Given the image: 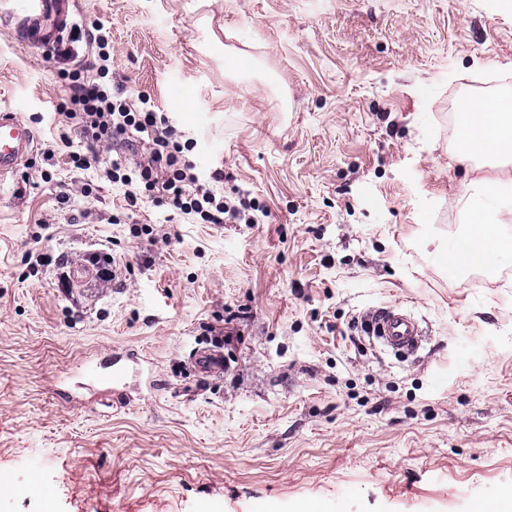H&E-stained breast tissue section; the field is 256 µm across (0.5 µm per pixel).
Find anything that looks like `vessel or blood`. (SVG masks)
Segmentation results:
<instances>
[{"instance_id":"b4317fda","label":"vessel or blood","mask_w":512,"mask_h":512,"mask_svg":"<svg viewBox=\"0 0 512 512\" xmlns=\"http://www.w3.org/2000/svg\"><path fill=\"white\" fill-rule=\"evenodd\" d=\"M23 10L18 29L23 40L35 48L58 44L63 32L73 25L70 0H23ZM34 144L35 131L30 125L17 113L0 111V181L14 174ZM366 328L386 349L410 351L419 342L415 320L394 306L374 312Z\"/></svg>"}]
</instances>
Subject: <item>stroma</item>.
Segmentation results:
<instances>
[{
    "label": "stroma",
    "instance_id": "35a3bbf8",
    "mask_svg": "<svg viewBox=\"0 0 512 512\" xmlns=\"http://www.w3.org/2000/svg\"><path fill=\"white\" fill-rule=\"evenodd\" d=\"M19 3L0 0V111L37 142L0 184V512H475L512 486V262L452 280L436 261L473 180L512 179L460 165L451 129L460 101L512 95V8L76 0L110 33L108 84L150 96L244 204L216 226L128 208L109 147L76 168L74 61L20 39ZM102 245L115 279L61 290ZM392 305L425 331L414 353L361 330ZM211 346L210 376L192 357Z\"/></svg>",
    "mask_w": 512,
    "mask_h": 512
}]
</instances>
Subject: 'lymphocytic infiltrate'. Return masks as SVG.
<instances>
[{
	"mask_svg": "<svg viewBox=\"0 0 512 512\" xmlns=\"http://www.w3.org/2000/svg\"><path fill=\"white\" fill-rule=\"evenodd\" d=\"M86 70L80 63L60 75L66 92L60 105L64 147H71L75 133L89 145L111 146L116 156L106 176L124 187L128 206L147 198L200 224L239 218V210L217 195L211 183L200 182L187 156L191 142L183 141L165 113L148 109L146 96L113 95L111 88L88 80Z\"/></svg>",
	"mask_w": 512,
	"mask_h": 512,
	"instance_id": "1",
	"label": "lymphocytic infiltrate"
}]
</instances>
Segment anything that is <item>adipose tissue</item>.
Segmentation results:
<instances>
[{
	"mask_svg": "<svg viewBox=\"0 0 512 512\" xmlns=\"http://www.w3.org/2000/svg\"><path fill=\"white\" fill-rule=\"evenodd\" d=\"M458 136L461 142L482 144L495 154L511 157L512 108L496 100L471 104L460 122ZM472 216L477 231L457 236L447 249L437 253L436 259L443 267L487 268L512 253V245L501 232L502 225L512 222V181H481Z\"/></svg>",
	"mask_w": 512,
	"mask_h": 512,
	"instance_id": "obj_1",
	"label": "adipose tissue"
}]
</instances>
